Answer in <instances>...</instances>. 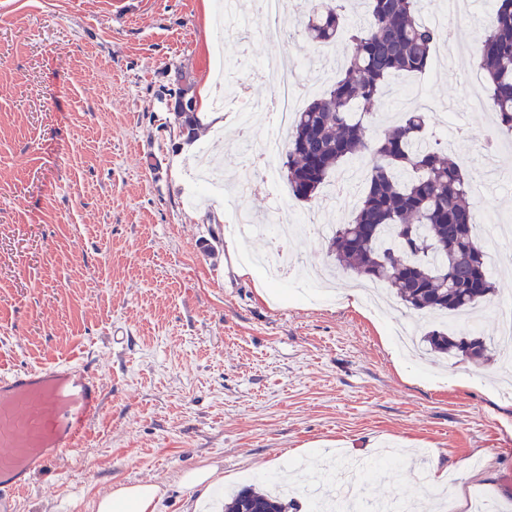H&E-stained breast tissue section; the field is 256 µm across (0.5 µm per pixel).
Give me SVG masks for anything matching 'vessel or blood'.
<instances>
[{"label":"vessel or blood","instance_id":"vessel-or-blood-1","mask_svg":"<svg viewBox=\"0 0 512 512\" xmlns=\"http://www.w3.org/2000/svg\"><path fill=\"white\" fill-rule=\"evenodd\" d=\"M104 397L89 364L0 373V512H16L31 478L79 447Z\"/></svg>","mask_w":512,"mask_h":512}]
</instances>
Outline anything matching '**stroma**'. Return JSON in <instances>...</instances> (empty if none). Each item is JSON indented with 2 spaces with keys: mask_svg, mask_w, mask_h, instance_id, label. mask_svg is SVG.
Returning <instances> with one entry per match:
<instances>
[{
  "mask_svg": "<svg viewBox=\"0 0 512 512\" xmlns=\"http://www.w3.org/2000/svg\"><path fill=\"white\" fill-rule=\"evenodd\" d=\"M218 0H0V369L58 359L91 363L105 407L79 450L33 477L18 512H94L97 495L151 480L159 512H191L184 470L216 465L224 491L289 474L288 512L331 475L332 459L392 451L389 469L361 483L359 499L416 493L433 467L472 512H512V394L497 362L431 355L397 361L392 332L411 314L377 313L289 285L266 289L236 271L264 252L239 236L244 208L284 217L338 211L278 197L201 195L196 169L235 171V128L181 126L183 101L211 97L220 58L256 61L306 49L326 80L345 43L323 55L299 36L303 0L288 4L287 37L224 30ZM440 41L427 89V128L449 134L440 108L463 93L460 60ZM455 148L468 174L484 170L491 114L465 116Z\"/></svg>",
  "mask_w": 512,
  "mask_h": 512,
  "instance_id": "stroma-1",
  "label": "stroma"
}]
</instances>
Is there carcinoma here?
<instances>
[{"label": "carcinoma", "instance_id": "obj_1", "mask_svg": "<svg viewBox=\"0 0 512 512\" xmlns=\"http://www.w3.org/2000/svg\"><path fill=\"white\" fill-rule=\"evenodd\" d=\"M302 38L345 40L343 74L297 113L286 146L285 179L299 201L319 198L342 165L368 161L362 196L350 221L336 227L329 250L336 268L385 284L420 318L467 315L492 301L496 283L473 235L476 207L462 163L426 138L421 108L409 109L376 137L388 79L431 65L438 28L421 18L425 0H362L365 19L347 22L344 0H306ZM496 8L480 45L479 70L497 127L512 132V0ZM429 351L479 362L494 341L451 328L425 332ZM224 512H287L284 499L245 487Z\"/></svg>", "mask_w": 512, "mask_h": 512}]
</instances>
